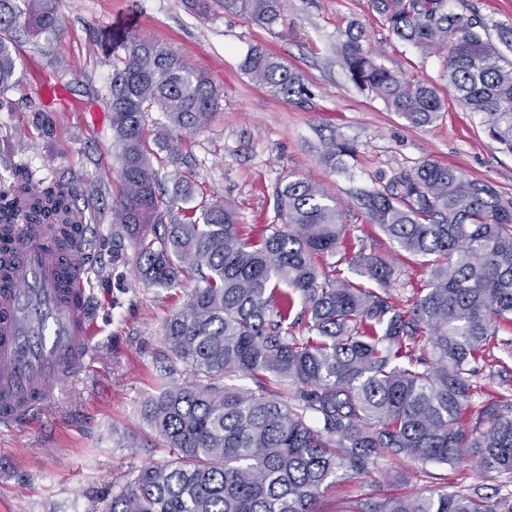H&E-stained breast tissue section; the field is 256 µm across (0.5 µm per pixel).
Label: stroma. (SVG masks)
I'll return each instance as SVG.
<instances>
[{"mask_svg":"<svg viewBox=\"0 0 512 512\" xmlns=\"http://www.w3.org/2000/svg\"><path fill=\"white\" fill-rule=\"evenodd\" d=\"M59 9V34L17 38L16 84L0 100V189L16 172L29 170L74 192L92 241L94 264L84 280L97 311L95 350L55 387L31 424L0 430V512H93L113 482L168 458L140 409L158 392L165 321L183 306L193 284H145L135 271L133 245H112L120 163L104 97L113 68L125 58L123 38L166 44L219 92L207 127L168 132L188 160L183 173L195 188L196 203L223 201L243 229L257 233L277 221L278 185L295 179L314 183L347 226L339 253L360 250L391 260L388 289L400 304H410L424 288L429 269L369 222L356 193L430 160L487 182L503 201H512V152L489 138L485 116L462 111L449 95L445 54L426 55L398 39L370 0H286L283 22L271 30L215 2L204 14L185 0H60ZM351 27L361 30L364 47L378 63L436 89L444 108L433 123L409 124L350 81L336 42ZM255 47L302 74L308 94L301 102L271 96L242 71ZM51 54L63 61L59 81L77 103L67 113L43 111L45 97L32 78L34 70L47 68ZM334 137L349 140L355 153L331 165L321 154ZM475 382L484 389L473 400L477 407L486 403L487 392L512 390V327L500 330ZM426 488L497 500L512 496V477L483 472L469 459L424 473L409 460L385 458L365 484L341 482L322 506L330 512L335 497L359 492L382 497Z\"/></svg>","mask_w":512,"mask_h":512,"instance_id":"obj_1","label":"stroma"}]
</instances>
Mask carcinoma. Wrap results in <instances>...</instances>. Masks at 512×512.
<instances>
[{
    "label": "carcinoma",
    "mask_w": 512,
    "mask_h": 512,
    "mask_svg": "<svg viewBox=\"0 0 512 512\" xmlns=\"http://www.w3.org/2000/svg\"><path fill=\"white\" fill-rule=\"evenodd\" d=\"M226 13L272 29L283 0H218ZM397 38L426 54L446 53L448 88L468 112L486 116L488 136L512 151V32L490 38L484 17L448 11V0H371ZM56 0H0V98L15 84L14 33L57 34ZM336 55L352 82L414 126L430 124L443 103L434 87L378 63L351 32ZM244 72L288 102L304 82L261 49ZM104 103L121 166L112 205V240L134 245L142 281L175 288L196 282L165 324L168 375L142 405L143 421L171 460L135 469L112 485L94 512H326L319 508L341 479H368L380 457L421 468L454 466L468 455L479 468L512 474V394L462 415L474 395L471 363L500 328L512 325V206L486 182L423 161L363 191L370 221L430 268L408 307L386 289L390 263L358 253L331 264L345 232L336 206L317 185L293 180L276 189L282 224L250 236L221 202L201 219L182 207L193 197L181 179L161 187L146 142V112L198 130L210 124L218 95L204 72L171 48L131 37L112 71ZM354 153L343 138L325 144L324 160ZM77 199L65 186L35 187L29 172L0 190V241L18 220L54 225L63 251L86 250L72 222ZM361 280L344 276L341 265ZM302 307L292 317L296 302ZM433 352L427 359L426 351ZM244 378L251 387L233 380ZM334 512H512V499L461 491L347 498Z\"/></svg>",
    "instance_id": "cac0c4a2"
}]
</instances>
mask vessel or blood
Listing matches in <instances>:
<instances>
[{
  "label": "vessel or blood",
  "mask_w": 512,
  "mask_h": 512,
  "mask_svg": "<svg viewBox=\"0 0 512 512\" xmlns=\"http://www.w3.org/2000/svg\"><path fill=\"white\" fill-rule=\"evenodd\" d=\"M48 224H28L0 244V427L34 418L54 382L91 356L93 306L81 277L69 296L60 270L71 264L55 251Z\"/></svg>",
  "instance_id": "1"
}]
</instances>
